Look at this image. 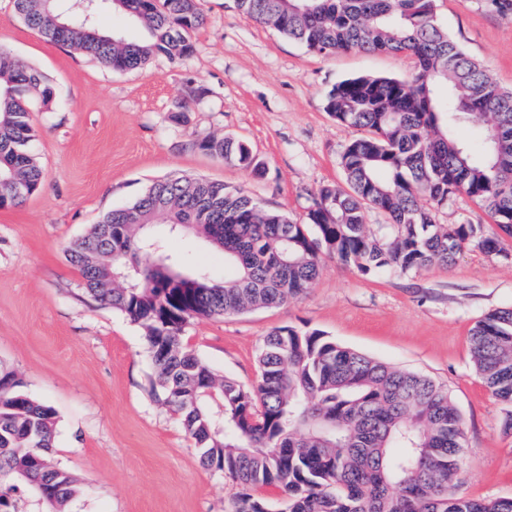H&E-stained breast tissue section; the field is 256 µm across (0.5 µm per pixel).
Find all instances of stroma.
<instances>
[{"label": "stroma", "instance_id": "obj_1", "mask_svg": "<svg viewBox=\"0 0 512 512\" xmlns=\"http://www.w3.org/2000/svg\"><path fill=\"white\" fill-rule=\"evenodd\" d=\"M204 25L192 56L156 55L116 72L91 52L47 41L0 0V45L54 89L35 101L31 150L45 179L0 209V368L57 416L52 455L78 481L70 512H230L240 485L205 467L179 415L155 394L156 370L140 327L101 305L67 259L71 242L107 211L130 205L154 181L199 177L244 189L302 223L324 185L344 186L340 157L361 135L325 110L327 92L359 75L410 77L415 59L388 52L322 56L241 13L234 0H199ZM439 23L505 88H512V8L491 0H436ZM201 98L180 111L189 87ZM214 137L248 142L266 173L192 149ZM439 224L494 219L460 194L434 211ZM184 265L220 279L224 255L181 233ZM506 255L468 246L449 266L365 275L324 258L314 283L287 303L190 321L188 346L218 377L246 388L272 330L320 331L337 343L426 374L447 387L466 442L457 492L512 497V406L473 368L469 333L512 306V239Z\"/></svg>", "mask_w": 512, "mask_h": 512}]
</instances>
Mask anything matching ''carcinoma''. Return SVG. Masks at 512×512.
Returning a JSON list of instances; mask_svg holds the SVG:
<instances>
[{
    "instance_id": "1",
    "label": "carcinoma",
    "mask_w": 512,
    "mask_h": 512,
    "mask_svg": "<svg viewBox=\"0 0 512 512\" xmlns=\"http://www.w3.org/2000/svg\"><path fill=\"white\" fill-rule=\"evenodd\" d=\"M13 0L47 41L90 51L116 71L144 67L156 54L194 53L204 18L197 0H99L89 10L68 0ZM255 21L320 55L348 51L409 53L415 78L357 76L337 83L325 109L364 135L344 150L347 188L324 185L306 223L269 210L220 182L166 177L131 205L105 213L68 249L85 291L142 328L164 403L177 412L204 466L242 486L232 512H270L249 490L271 486L283 512H512V497L456 494L465 429L448 388L291 326L264 337L260 379L251 389L218 379L188 347L198 317L285 304L319 275L328 254L363 274L450 265L467 246L504 256L512 238V90L502 88L440 25L435 0H236ZM108 7L124 11L147 37L126 40L96 27ZM49 81L25 70L0 45V208L37 192L43 170L29 150L31 100L51 98ZM476 120L482 151L458 135ZM193 148L262 175L264 163L243 140L204 138ZM26 185L19 195L14 186ZM465 194L487 205L496 230L434 222L432 208ZM389 224L375 232L363 211ZM182 224L224 250L230 274L218 281L189 271L168 245L146 232ZM143 254L153 256L142 264ZM475 372L512 403V307L479 320L470 333ZM222 400L224 416L211 405ZM56 413L0 370V512L31 491L40 512H69L76 479L52 458Z\"/></svg>"
}]
</instances>
